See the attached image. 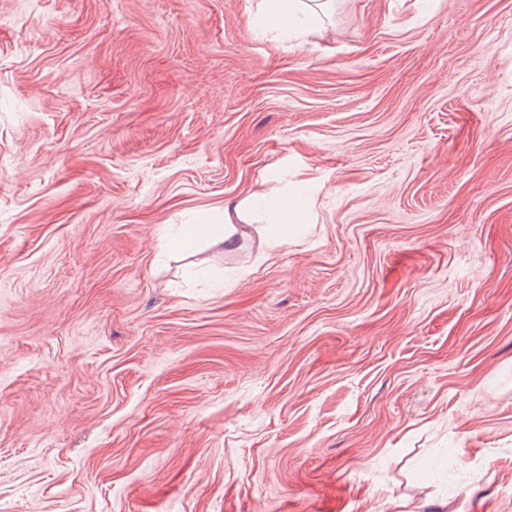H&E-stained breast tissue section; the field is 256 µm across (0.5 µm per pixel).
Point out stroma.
Wrapping results in <instances>:
<instances>
[{"instance_id": "1", "label": "stroma", "mask_w": 512, "mask_h": 512, "mask_svg": "<svg viewBox=\"0 0 512 512\" xmlns=\"http://www.w3.org/2000/svg\"><path fill=\"white\" fill-rule=\"evenodd\" d=\"M258 13L0 0V512H512V0ZM261 17L265 24H274L288 34L315 22L318 13L304 0H261Z\"/></svg>"}]
</instances>
